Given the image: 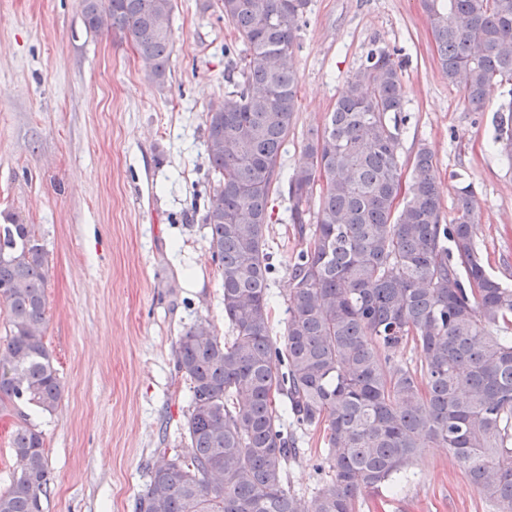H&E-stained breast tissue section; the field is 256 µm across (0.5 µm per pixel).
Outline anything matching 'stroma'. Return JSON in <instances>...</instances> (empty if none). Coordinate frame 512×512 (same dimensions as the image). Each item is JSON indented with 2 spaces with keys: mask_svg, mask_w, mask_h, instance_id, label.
Listing matches in <instances>:
<instances>
[{
  "mask_svg": "<svg viewBox=\"0 0 512 512\" xmlns=\"http://www.w3.org/2000/svg\"><path fill=\"white\" fill-rule=\"evenodd\" d=\"M165 83L123 35L91 30L81 0H0V224H30L48 260L45 343L62 384L57 410L0 416V491L17 467L22 425L42 432L49 469L43 512H134L160 449L189 456L187 383L175 345L184 327L224 337L223 289L202 218L212 190L205 114L230 88L236 44L220 0H174ZM402 65L409 121L401 159L434 155L444 222L456 190L475 192L476 241L491 276L512 286V166L493 144L512 89L489 87L481 109L441 71L421 0H310L292 62L299 111L282 149L300 166L369 50ZM288 199L269 201L271 311L282 336L287 265L302 247ZM286 486L314 496L321 435L296 436ZM356 512H491L444 448H428L400 483L358 496Z\"/></svg>",
  "mask_w": 512,
  "mask_h": 512,
  "instance_id": "1",
  "label": "stroma"
}]
</instances>
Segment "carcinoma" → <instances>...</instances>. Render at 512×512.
I'll return each instance as SVG.
<instances>
[{
  "label": "carcinoma",
  "instance_id": "cac0c4a2",
  "mask_svg": "<svg viewBox=\"0 0 512 512\" xmlns=\"http://www.w3.org/2000/svg\"><path fill=\"white\" fill-rule=\"evenodd\" d=\"M309 0H221L241 45L240 79L205 116L213 186L202 222L221 270L224 320L184 329L176 368L189 382L191 455L161 456L135 512H354L363 491L398 479L424 448H446L494 512H512V288L488 275L475 243L474 192L457 189L442 223L431 151L420 146L405 202L400 65L371 50L282 176L299 109L289 63ZM88 28L123 34L165 83L173 0H81ZM441 70L476 110L493 82L512 85V0H422ZM512 158V107L494 139ZM305 242L288 264L282 344L270 320L266 230L273 191ZM47 257L32 224H0V412L53 413L62 385L44 341ZM413 344L424 357L397 359ZM289 413L324 433L330 480L304 500L284 486L296 440ZM21 462L0 512H43L42 434H12Z\"/></svg>",
  "mask_w": 512,
  "mask_h": 512
}]
</instances>
